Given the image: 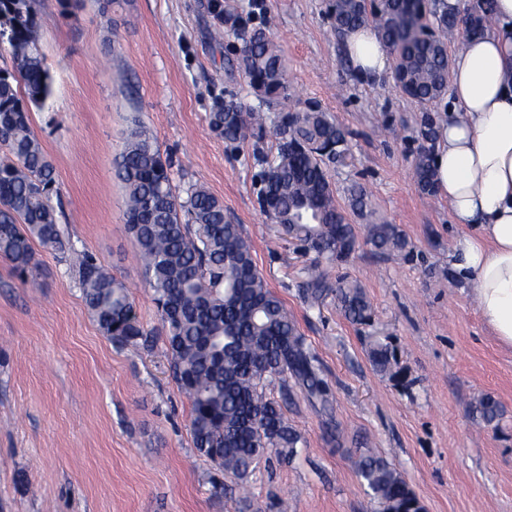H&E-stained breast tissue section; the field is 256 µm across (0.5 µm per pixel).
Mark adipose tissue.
I'll list each match as a JSON object with an SVG mask.
<instances>
[{
    "label": "adipose tissue",
    "instance_id": "obj_1",
    "mask_svg": "<svg viewBox=\"0 0 512 512\" xmlns=\"http://www.w3.org/2000/svg\"><path fill=\"white\" fill-rule=\"evenodd\" d=\"M343 45L357 77L390 72L392 56L372 25ZM449 87L432 165L451 223L468 229L455 241L454 268L472 282L494 336L512 346V0H492L491 24L452 57Z\"/></svg>",
    "mask_w": 512,
    "mask_h": 512
}]
</instances>
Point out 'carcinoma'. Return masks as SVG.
<instances>
[{
  "label": "carcinoma",
  "instance_id": "carcinoma-1",
  "mask_svg": "<svg viewBox=\"0 0 512 512\" xmlns=\"http://www.w3.org/2000/svg\"><path fill=\"white\" fill-rule=\"evenodd\" d=\"M38 0H0V40L9 44L11 66L0 68V257L26 280L36 272L32 244H62L51 194L55 168L31 127L30 112L45 106L54 79L40 47ZM214 38L240 42L238 70L252 93L267 106L284 107L275 118L235 95L215 99L209 126L230 146L263 138L272 121L276 152L257 157L262 189L260 209L280 232L315 254L299 288L304 302L318 308L328 298L352 324L371 321L372 306L356 282H331L323 263L348 260L359 248L355 225L336 201L327 164L347 162L348 132L317 103L290 106L295 96L287 66L272 34L223 0H210ZM329 15L338 38L373 24L391 50L399 91L429 112L448 89V42L457 33L476 34L488 11L457 0H331ZM424 144L414 160L417 188L434 191L431 168L433 120L424 123ZM125 190L127 232L151 291L170 368L191 406L190 433L196 451L240 485L261 463L291 459L304 446L288 424L283 404L299 390L328 413L332 402L322 363L307 344L293 316L259 271L242 226L227 219L224 202L204 185L176 194L172 163L153 135L134 124L115 159ZM350 207L372 216L364 190L354 185ZM365 243L383 253H401L409 242L395 224L364 225ZM83 299L102 332L121 347H148L151 334L140 323L126 284L92 256L72 250ZM374 369L390 373L397 356L376 337L367 343ZM278 381L282 400L265 388ZM476 418L491 425L503 415L500 404L484 396ZM356 473L380 512H424L401 473L386 459L365 454Z\"/></svg>",
  "mask_w": 512,
  "mask_h": 512
}]
</instances>
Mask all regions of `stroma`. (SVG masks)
<instances>
[{
  "mask_svg": "<svg viewBox=\"0 0 512 512\" xmlns=\"http://www.w3.org/2000/svg\"><path fill=\"white\" fill-rule=\"evenodd\" d=\"M231 2L269 27L297 99L346 128L353 161L330 168L338 204L348 207L351 184H361L412 251L387 256L364 244L331 267L364 287L373 324L349 323L331 301L308 307L299 288L311 258L257 203L254 153L273 152V134L235 151L209 127L215 97L251 94L237 41L212 37L208 0H40L54 88L32 128L56 168L64 246L34 243L37 272L25 281L0 258V512H235L244 493L251 512H379L356 475L366 451L395 465L425 512H512V348L455 275L463 228L450 223L445 199L414 182L421 108L392 76L355 79L328 0ZM135 119L171 160L177 193L198 183L223 200L323 362L331 414L294 393L284 412L305 446L261 465L244 493L193 446L190 403L125 230L112 162ZM73 248L127 283L153 347L103 334L68 263ZM369 336L397 347V378L373 370ZM484 395L502 405L499 423L474 419Z\"/></svg>",
  "mask_w": 512,
  "mask_h": 512,
  "instance_id": "obj_1",
  "label": "stroma"
}]
</instances>
